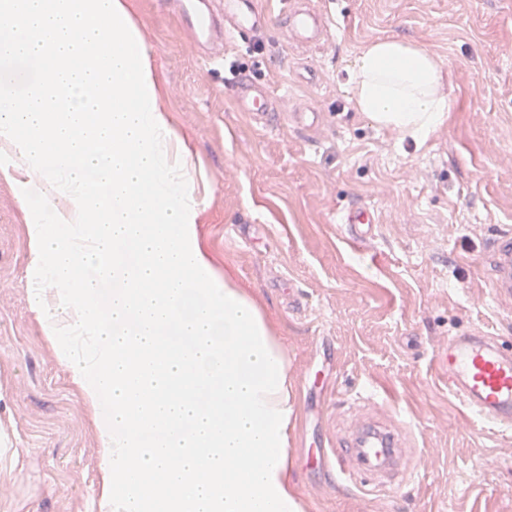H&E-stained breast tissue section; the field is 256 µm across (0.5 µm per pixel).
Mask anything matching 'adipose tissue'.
Masks as SVG:
<instances>
[{
  "label": "adipose tissue",
  "mask_w": 512,
  "mask_h": 512,
  "mask_svg": "<svg viewBox=\"0 0 512 512\" xmlns=\"http://www.w3.org/2000/svg\"><path fill=\"white\" fill-rule=\"evenodd\" d=\"M442 69L441 60L424 49L379 40L362 52L350 72L352 99L374 125L423 142L448 118Z\"/></svg>",
  "instance_id": "1"
}]
</instances>
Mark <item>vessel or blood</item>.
Listing matches in <instances>:
<instances>
[{"label": "vessel or blood", "instance_id": "1", "mask_svg": "<svg viewBox=\"0 0 512 512\" xmlns=\"http://www.w3.org/2000/svg\"><path fill=\"white\" fill-rule=\"evenodd\" d=\"M202 18L188 29L199 47L212 50L225 38L254 35L267 27L269 16L256 0H205ZM288 32L304 47L319 45L325 31L324 15L302 7L285 13ZM232 87L237 105L269 125L279 119L284 99L251 79L236 78ZM342 235L352 245L365 244L376 235L375 212L363 205L346 208L339 216ZM491 284L496 299H512V228L497 230L490 247ZM436 373L448 390L481 422L512 430V345L504 344L480 326L450 336L434 357ZM346 447L333 454L336 473L345 482H365L375 490L395 489L419 477L407 452L409 435L394 419H369L349 425Z\"/></svg>", "mask_w": 512, "mask_h": 512}]
</instances>
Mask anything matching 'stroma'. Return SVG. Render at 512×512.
<instances>
[{
	"instance_id": "1",
	"label": "stroma",
	"mask_w": 512,
	"mask_h": 512,
	"mask_svg": "<svg viewBox=\"0 0 512 512\" xmlns=\"http://www.w3.org/2000/svg\"><path fill=\"white\" fill-rule=\"evenodd\" d=\"M162 105L196 172L201 242L250 288L288 358V468L303 512H512V439L439 382L433 354L475 324L512 341V302L491 288L492 234L512 227V0H299L325 13L324 46L266 30L202 58L160 0H128ZM397 39L443 63L451 110L425 143L357 112L349 72ZM318 125L258 124L233 101L231 64ZM21 192L0 180V512H101L91 415L32 309ZM379 216L360 250L338 217ZM397 417L421 478L398 492L341 484L325 454L349 403Z\"/></svg>"
}]
</instances>
